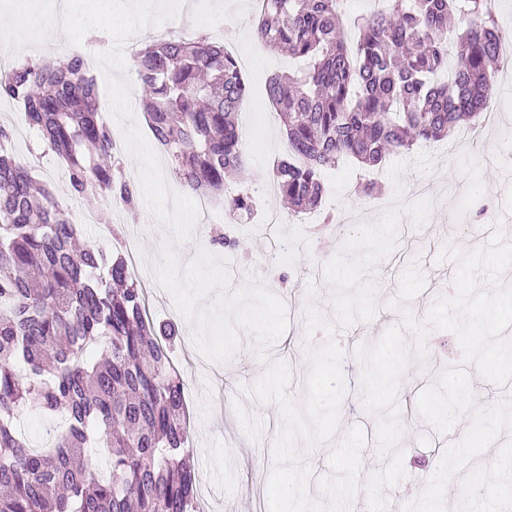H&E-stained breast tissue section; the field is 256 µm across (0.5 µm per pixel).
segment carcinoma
<instances>
[{"label":"carcinoma","mask_w":512,"mask_h":512,"mask_svg":"<svg viewBox=\"0 0 512 512\" xmlns=\"http://www.w3.org/2000/svg\"><path fill=\"white\" fill-rule=\"evenodd\" d=\"M342 2L266 0L254 23L267 48L306 61L267 88L288 140L272 178L293 214L322 206L324 169L346 158L375 169L481 113L509 55L490 0H392L361 19L353 42ZM457 11L472 20L450 48ZM135 74L181 185L224 192L225 175L246 164L238 60L207 36L167 37L137 50ZM0 98L20 104L73 196L135 206L117 163L90 155L113 156V140L81 57L15 63L0 71ZM12 137L0 124V512H196L184 382L170 356L179 329L148 315L124 256L77 245L82 225L16 161ZM256 205L244 176L224 197L233 223ZM91 346L100 358H89ZM24 406L67 422L42 451L15 429ZM93 428L107 447V481L81 462Z\"/></svg>","instance_id":"obj_1"}]
</instances>
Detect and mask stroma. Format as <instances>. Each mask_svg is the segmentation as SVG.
Returning a JSON list of instances; mask_svg holds the SVG:
<instances>
[{
	"instance_id": "stroma-1",
	"label": "stroma",
	"mask_w": 512,
	"mask_h": 512,
	"mask_svg": "<svg viewBox=\"0 0 512 512\" xmlns=\"http://www.w3.org/2000/svg\"><path fill=\"white\" fill-rule=\"evenodd\" d=\"M250 2L184 0L180 19L201 30L228 29L236 46L247 51L242 64L247 94L241 108L248 111L254 129L255 140L246 148V166L249 180L257 189L272 168L273 156L285 136L274 109L269 107L260 112L256 105L266 99L267 79L294 67L295 62L288 54L254 46L248 22ZM113 44L109 34L93 30L86 34L81 46H72L62 37L26 47L25 57L60 61L75 54L105 52ZM491 83L490 101L495 111L482 114L480 138L467 139L462 129L457 128L441 141L390 155L389 163L407 165L401 184H394L387 169L372 176L353 160L326 170L322 205L332 210L336 222L331 233L323 236L315 235L312 225L306 223H248L234 227L237 246L213 244L214 229L225 226L224 198L218 194L213 197L212 209L200 215L190 240L179 245L174 244L170 228L154 220L144 200H137L131 208L109 209L112 222L135 237L139 284L146 294L158 296L157 303L150 307L151 315L161 320L174 319L186 338L185 344L176 348L174 362L187 382L186 402L202 512H260L267 507L272 447L283 420L276 405L260 403L251 393L264 366L255 355V343L248 333H241L238 349L224 363L207 360L189 343L190 322L183 315H171L173 301L156 281L155 267L161 250L174 246L180 259L187 262L198 249H206L225 260L233 288L259 283L284 300L289 328L269 348L268 355L290 366L289 394L300 405L305 401L306 352L326 340L321 331L305 338L306 312L313 307L327 321L335 319L333 292L324 281L323 266L337 252V236L352 231L359 222L375 221L392 204L405 208L423 199L430 201L424 226L416 229L409 220H402L395 250L375 269L377 309L373 319L336 334L343 351L342 370L347 386L340 424L334 441L320 444L306 457L311 471L308 493L318 498L322 495L321 480L332 474L328 457L335 440L343 439L351 428H361L366 436L361 477L369 479L384 467L386 460L377 452L380 416L365 406L361 365L355 350L360 344L374 342L387 328L400 324L401 314L392 308L391 302L398 294L401 273L412 264L425 279L424 291L408 304L414 318L423 324L434 301L454 291L456 266L438 259L444 247L470 251L483 246L499 220L504 223L506 240L512 242V60L493 73ZM12 148L21 162L34 167L37 180L56 197L66 198L74 213L104 206L100 198L91 202L72 197L61 163L53 153L44 151L39 136L14 140ZM371 176L378 183V192L359 199V182ZM282 251L288 254L285 261L268 264L269 255ZM425 343L427 358L410 357L396 396L405 475L396 485L383 490L390 512H399L401 504L424 492L445 448L459 442L472 423V414L467 411L453 428L443 432L420 415L419 394L435 385L447 367L459 365L462 357L452 332L429 330Z\"/></svg>"
}]
</instances>
